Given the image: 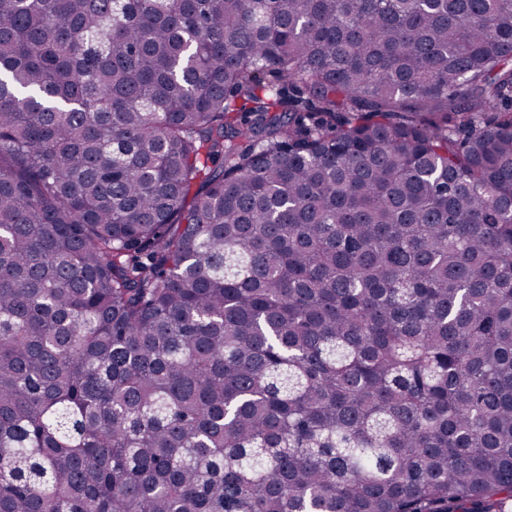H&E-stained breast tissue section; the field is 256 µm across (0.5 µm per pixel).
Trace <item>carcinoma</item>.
<instances>
[{"label": "carcinoma", "instance_id": "obj_1", "mask_svg": "<svg viewBox=\"0 0 512 512\" xmlns=\"http://www.w3.org/2000/svg\"><path fill=\"white\" fill-rule=\"evenodd\" d=\"M512 0H0V512H509Z\"/></svg>", "mask_w": 512, "mask_h": 512}]
</instances>
